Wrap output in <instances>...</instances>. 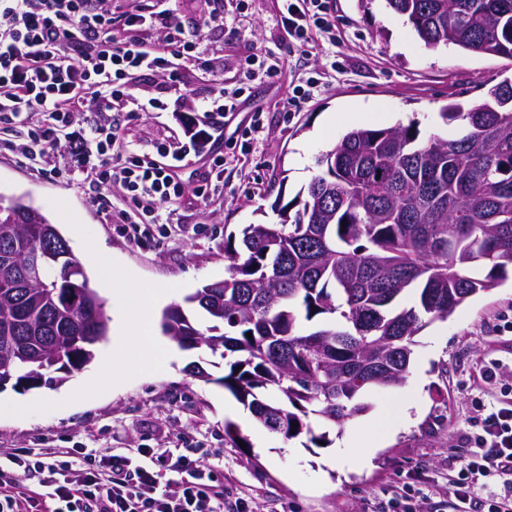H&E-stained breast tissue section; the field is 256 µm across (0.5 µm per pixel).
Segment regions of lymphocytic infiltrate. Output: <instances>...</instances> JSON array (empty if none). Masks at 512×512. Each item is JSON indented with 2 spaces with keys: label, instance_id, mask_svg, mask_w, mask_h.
Returning <instances> with one entry per match:
<instances>
[{
  "label": "lymphocytic infiltrate",
  "instance_id": "obj_1",
  "mask_svg": "<svg viewBox=\"0 0 512 512\" xmlns=\"http://www.w3.org/2000/svg\"><path fill=\"white\" fill-rule=\"evenodd\" d=\"M166 2L134 0L116 12L112 0H0V129L15 134L9 151L33 171L79 178L114 224L162 223L161 204L183 200L179 171L190 155L205 161L197 194L206 196L223 172L214 146L225 125L253 84L280 74L251 56L225 88L200 52L202 31L219 15L189 31ZM281 24L292 47L333 34L331 0H283ZM190 63L211 75L216 92L187 114L179 147L141 152L114 113L170 111L161 97L138 104L134 81L155 74L176 90ZM469 423L468 452L448 457L455 512H512V389L475 406ZM0 512H224V481L192 448L149 463L109 449L0 448Z\"/></svg>",
  "mask_w": 512,
  "mask_h": 512
}]
</instances>
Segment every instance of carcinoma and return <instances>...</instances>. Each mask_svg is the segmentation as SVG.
I'll return each mask as SVG.
<instances>
[{
    "label": "carcinoma",
    "mask_w": 512,
    "mask_h": 512,
    "mask_svg": "<svg viewBox=\"0 0 512 512\" xmlns=\"http://www.w3.org/2000/svg\"><path fill=\"white\" fill-rule=\"evenodd\" d=\"M387 3L430 48L512 57V0ZM439 117L452 135L421 140L412 123L345 133L280 222L225 242L229 277L164 311L162 332L180 348L236 356L216 382L269 432L326 441L312 421L341 428L371 408L368 392L402 385L415 336L512 266V80ZM34 255L43 274L29 284ZM108 331L56 225L0 194V391L51 371L65 381Z\"/></svg>",
    "instance_id": "1"
}]
</instances>
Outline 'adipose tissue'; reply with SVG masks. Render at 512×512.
Listing matches in <instances>:
<instances>
[{
	"label": "adipose tissue",
	"mask_w": 512,
	"mask_h": 512,
	"mask_svg": "<svg viewBox=\"0 0 512 512\" xmlns=\"http://www.w3.org/2000/svg\"><path fill=\"white\" fill-rule=\"evenodd\" d=\"M111 296L120 298L124 307L135 309L136 319L120 320L110 342L111 357L108 368L116 374L125 373L129 365L125 359L128 340H135L139 346V366L153 363L161 354L164 344L156 333L154 311L170 296L166 290L136 291L122 287L120 280H113L109 290Z\"/></svg>",
	"instance_id": "adipose-tissue-1"
}]
</instances>
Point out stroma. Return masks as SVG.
Instances as JSON below:
<instances>
[{"label": "stroma", "instance_id": "1", "mask_svg": "<svg viewBox=\"0 0 512 512\" xmlns=\"http://www.w3.org/2000/svg\"><path fill=\"white\" fill-rule=\"evenodd\" d=\"M336 41L322 35L296 51L283 45L280 0H224V30L209 31L208 43L224 58V81L232 83L240 58L264 56L280 63L275 83L255 86L235 122L248 126L261 109L263 127L248 150L224 162L220 194L207 201L187 194L172 223L154 224L151 237L131 241L123 225L86 200L79 181L46 178L15 156H0V193L21 196L39 209L68 240L76 257L84 243L101 247L97 263H85L90 286L105 300L110 321L124 315L119 300L101 283L122 279L127 287L168 288L182 302L202 282L228 274L224 241L247 224L278 222V209L319 174L318 158L355 127L418 122L422 135L445 133L438 117L455 101H480L483 85L512 78V57L479 55L457 47L429 49L386 0H335ZM316 77L319 86L300 112L283 105L296 85ZM125 134L142 151L159 140L179 146L182 115L140 113ZM501 366L497 381L478 379L484 366ZM197 364L212 381L191 377ZM229 370L207 349H176L159 356L135 376H104L99 387H83V373L66 382L46 380L34 389H6L4 402L32 406L22 418L0 417V448H112L136 453L150 448H193L218 467L229 494L224 512H377L393 484H406L425 497L420 512H449L445 498L430 492L448 484V451L470 432L468 416L478 403H491L502 386H512V272L497 289L467 300L447 320L429 324L417 337L406 382L374 390L368 412L343 429H329L327 447L306 436L284 438L258 427L252 417L238 426L250 445L235 447L225 434L235 397L217 384ZM413 403L408 426L386 430L385 419L399 401ZM373 440L375 453L355 469L332 460L344 445Z\"/></svg>", "mask_w": 512, "mask_h": 512}]
</instances>
